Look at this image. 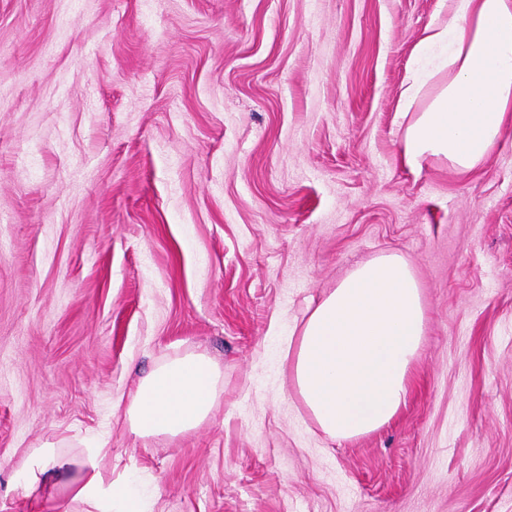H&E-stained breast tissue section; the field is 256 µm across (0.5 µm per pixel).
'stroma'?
<instances>
[{
    "mask_svg": "<svg viewBox=\"0 0 512 512\" xmlns=\"http://www.w3.org/2000/svg\"><path fill=\"white\" fill-rule=\"evenodd\" d=\"M445 0H0V512H87L16 467L103 445L147 512H512V131L400 162ZM402 254L427 311L407 400L331 440L285 356L308 305ZM224 374L195 430L124 412L156 364ZM66 439L48 442L33 449L17 471L28 495L43 488L49 476H67L72 472L74 460L59 448L65 447Z\"/></svg>",
    "mask_w": 512,
    "mask_h": 512,
    "instance_id": "stroma-1",
    "label": "stroma"
}]
</instances>
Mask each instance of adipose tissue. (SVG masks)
I'll return each mask as SVG.
<instances>
[{
  "mask_svg": "<svg viewBox=\"0 0 512 512\" xmlns=\"http://www.w3.org/2000/svg\"><path fill=\"white\" fill-rule=\"evenodd\" d=\"M451 19L427 26L417 68L403 84L405 121L399 156L421 170L438 159L473 171L512 128V0H451ZM426 309L409 262L382 254L351 270L310 308L289 348L295 392L319 428L352 440L389 424L404 405L425 334ZM222 380L219 364L190 352L158 364L130 396L125 419L142 439L176 438L211 414ZM106 452L73 461L59 443L33 449L17 471L28 494L61 477L74 500L112 512Z\"/></svg>",
  "mask_w": 512,
  "mask_h": 512,
  "instance_id": "obj_1",
  "label": "adipose tissue"
}]
</instances>
